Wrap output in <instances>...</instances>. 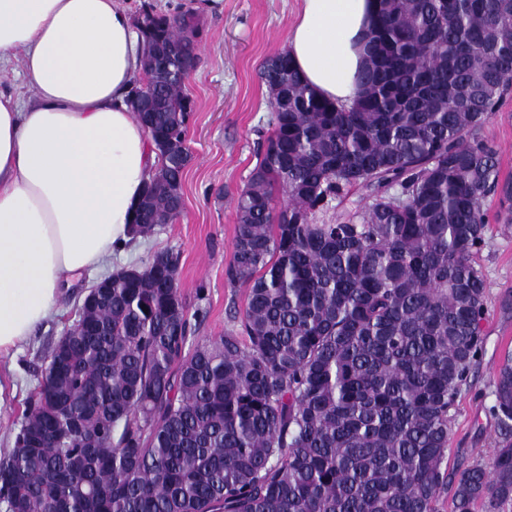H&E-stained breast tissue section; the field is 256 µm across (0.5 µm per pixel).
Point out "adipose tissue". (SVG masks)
<instances>
[{
    "label": "adipose tissue",
    "mask_w": 512,
    "mask_h": 512,
    "mask_svg": "<svg viewBox=\"0 0 512 512\" xmlns=\"http://www.w3.org/2000/svg\"><path fill=\"white\" fill-rule=\"evenodd\" d=\"M373 16V0H300L288 50L318 95L352 105ZM17 60L32 94L0 93V355L130 242L158 162L126 103L140 57L121 0H0V69Z\"/></svg>",
    "instance_id": "1"
}]
</instances>
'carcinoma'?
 <instances>
[{
  "label": "carcinoma",
  "mask_w": 512,
  "mask_h": 512,
  "mask_svg": "<svg viewBox=\"0 0 512 512\" xmlns=\"http://www.w3.org/2000/svg\"><path fill=\"white\" fill-rule=\"evenodd\" d=\"M147 85L131 111L161 160L134 238L175 221L193 114L174 71L197 62L188 14L145 3ZM272 129L236 204L239 329L199 338L178 256L112 274L49 348L13 448L5 512H498L512 502V354L494 379L497 448L444 466L483 345L475 265L512 183L479 131L512 94V0H375L348 109L263 62ZM353 188L360 211L316 221Z\"/></svg>",
  "instance_id": "1"
}]
</instances>
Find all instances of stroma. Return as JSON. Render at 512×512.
Here are the masks:
<instances>
[{"label":"stroma","mask_w":512,"mask_h":512,"mask_svg":"<svg viewBox=\"0 0 512 512\" xmlns=\"http://www.w3.org/2000/svg\"><path fill=\"white\" fill-rule=\"evenodd\" d=\"M300 0H223L213 13L196 11L198 62L182 92L194 107L186 133L191 162L182 185L184 209L172 223L158 226L112 255L107 272L145 263L157 251L179 254L180 292L189 311L203 309L197 334L215 338L236 330L246 289L230 284L236 198L256 164V132L267 128V90L259 76L262 61L285 49ZM499 151L500 176L512 179V98L505 100L482 129ZM489 223L476 261L486 286L484 346L470 389L457 400L448 436V468L461 457L489 459L497 432L491 407L493 377L512 351V224H499L498 198L482 203ZM88 281L68 288L57 314L48 318L11 353L0 356V374L16 390L0 409V454L13 446L29 393L36 387L48 347L73 323Z\"/></svg>","instance_id":"35a3bbf8"}]
</instances>
